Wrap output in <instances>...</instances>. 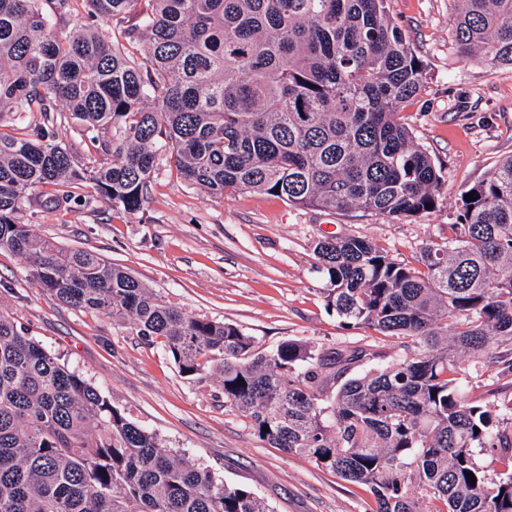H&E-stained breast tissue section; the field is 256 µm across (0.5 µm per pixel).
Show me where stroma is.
Listing matches in <instances>:
<instances>
[{"label": "stroma", "instance_id": "stroma-1", "mask_svg": "<svg viewBox=\"0 0 512 512\" xmlns=\"http://www.w3.org/2000/svg\"><path fill=\"white\" fill-rule=\"evenodd\" d=\"M387 11L422 60L423 85L398 119L441 170L430 212L396 220L353 211L322 212L269 195H211L159 160L143 207L113 210L91 188L75 201L50 204L55 189L30 192L20 223L65 249L96 252L183 312L238 325L272 347L286 339L318 346L378 351L382 366L392 340L370 329L344 328L323 299L313 270L315 242L326 235L365 237L403 264L418 266L422 246L448 237L460 195L512 155V74L452 45L453 0H388ZM0 313L91 383L161 445L186 454L226 484L246 488L271 512H374L371 494L302 455L255 437L245 419L224 407L216 375L182 376L163 347L110 317L60 303L29 278L23 260L0 251ZM467 389L494 391L497 414L512 421V373L471 366Z\"/></svg>", "mask_w": 512, "mask_h": 512}]
</instances>
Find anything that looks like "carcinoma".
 <instances>
[{
	"label": "carcinoma",
	"mask_w": 512,
	"mask_h": 512,
	"mask_svg": "<svg viewBox=\"0 0 512 512\" xmlns=\"http://www.w3.org/2000/svg\"><path fill=\"white\" fill-rule=\"evenodd\" d=\"M0 0V250L59 302L131 326L178 371L219 372L224 408L257 438L366 487L375 512H512V427L469 397L465 361L512 371V156L467 192L421 268L372 240L314 246L322 294L347 328L396 340L357 376L362 348L260 349L232 323L188 315L89 250H64L16 214L39 186L89 185L138 211L156 160L212 194L415 217L441 183L397 119L423 64L387 0ZM454 46L512 73V0H454ZM110 23L125 42L104 37ZM141 50L131 53L127 45ZM84 153L60 139L66 116ZM269 431H263V426ZM500 471L489 480L475 458ZM472 472L476 481L466 477ZM0 512H270L160 445L0 314Z\"/></svg>",
	"instance_id": "carcinoma-1"
}]
</instances>
